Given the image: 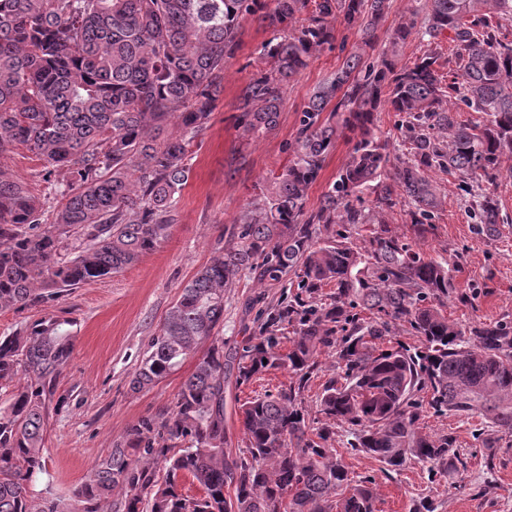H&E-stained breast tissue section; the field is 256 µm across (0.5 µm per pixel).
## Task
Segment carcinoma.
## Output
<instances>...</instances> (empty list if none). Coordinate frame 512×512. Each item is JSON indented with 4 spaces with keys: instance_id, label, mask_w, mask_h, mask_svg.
I'll use <instances>...</instances> for the list:
<instances>
[{
    "instance_id": "cac0c4a2",
    "label": "carcinoma",
    "mask_w": 512,
    "mask_h": 512,
    "mask_svg": "<svg viewBox=\"0 0 512 512\" xmlns=\"http://www.w3.org/2000/svg\"><path fill=\"white\" fill-rule=\"evenodd\" d=\"M427 3L366 62L390 0H0V158L23 148L43 179L67 173L48 221V201L0 163V311H45L0 335V389L13 387L0 411V512H378L377 484L350 477L336 428L384 474L420 463L433 481L456 478L466 461L453 433L424 431L427 414H479L512 432V322L464 328L449 319L448 300L470 295L448 263L415 250L387 220L406 205L413 236L432 232L437 171L461 178L479 231L501 223L483 184L512 156V40L491 16L512 19V0ZM248 16L275 34L239 93L245 143L276 127L284 88L315 53L344 48L337 26L362 38L301 110L288 166L248 203L149 341L133 392L195 359L174 406L131 427L73 501L48 488L35 496L73 352V322L47 310L168 239ZM445 33L455 43L446 86L435 49ZM412 37L430 50L402 64L399 48ZM463 106L482 119H461ZM384 108L401 154L378 126ZM344 132L347 162L310 207L309 189ZM245 275L283 292L274 304L252 299L249 308L261 305L253 338L226 355L224 290ZM401 332L418 344L382 347ZM325 349L338 372L322 385L318 418L304 392ZM278 370L288 385L240 405L245 450L232 454L226 388ZM187 479L202 494L185 493Z\"/></svg>"
}]
</instances>
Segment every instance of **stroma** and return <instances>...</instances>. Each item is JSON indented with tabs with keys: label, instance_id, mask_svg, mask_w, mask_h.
<instances>
[{
	"label": "stroma",
	"instance_id": "obj_1",
	"mask_svg": "<svg viewBox=\"0 0 512 512\" xmlns=\"http://www.w3.org/2000/svg\"><path fill=\"white\" fill-rule=\"evenodd\" d=\"M272 35L265 22L251 17L243 22L241 48L224 66V91L209 128L197 139L191 175L168 239L122 272L68 292L52 309L54 315L74 323V350L58 388L68 403L51 413L44 438L49 479L57 496L70 497L94 465L141 419L173 407L193 361H185L149 390L134 393L129 388L150 339L182 288L210 260L266 178L287 166L291 158L287 145L294 139L301 109L359 41L351 30L345 51L314 55L286 86L277 126L245 147L236 124L238 96L256 70L257 48ZM436 180L444 202L432 234L415 241L414 247L426 256L448 261L457 287L472 295L467 304L449 301V318L464 326L512 321V178L501 176L492 187L504 219L493 237L472 224L455 179L440 174ZM260 293L272 303L281 289L276 285L263 289L244 277L225 291V349L242 346L250 337L253 316L246 313L245 305ZM287 382V373L280 371L252 387L226 391L230 448L243 446L237 399ZM423 425L430 432L455 434L467 467L454 483L430 482L425 468L417 463L400 473L383 475L373 458L348 451L344 428L336 430L335 446L352 475L375 479L380 512H409L412 498L420 494L433 500L437 512H512V433L487 427L479 415L429 416Z\"/></svg>",
	"mask_w": 512,
	"mask_h": 512
}]
</instances>
